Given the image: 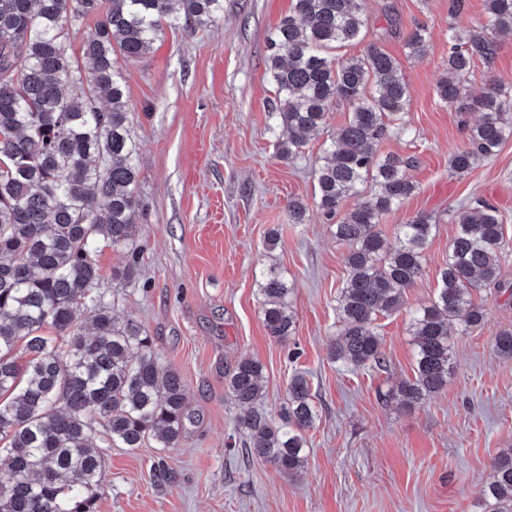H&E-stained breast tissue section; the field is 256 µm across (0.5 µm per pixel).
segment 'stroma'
<instances>
[{
	"instance_id": "35a3bbf8",
	"label": "stroma",
	"mask_w": 512,
	"mask_h": 512,
	"mask_svg": "<svg viewBox=\"0 0 512 512\" xmlns=\"http://www.w3.org/2000/svg\"><path fill=\"white\" fill-rule=\"evenodd\" d=\"M292 7L293 0H224L220 16L165 28L150 54L120 64L137 145L141 264L135 278L115 277L125 253L96 243L100 290L113 316L142 323L163 365L182 375L191 421L178 447L166 451L175 486L150 479L154 442L107 449L97 512H484L480 490L490 464L512 448V361L491 347L496 333L512 328V296L477 294L486 322L457 337L441 392L408 412L380 398L414 375L408 312L437 290L451 216L461 206L483 198L501 210L508 243L501 278L512 283V140L466 175L449 171L478 115L452 111L435 95L447 74L448 0L362 4L367 41L400 62L411 90L406 132L380 150L415 157L406 175L416 191L380 229L393 238L419 212L439 221L404 310L378 319L387 367L376 372L351 370L329 353L346 248L316 206L313 168L346 110L331 107L325 130L299 157L279 156L268 44ZM418 23L431 32L420 59L406 48ZM292 200L305 204L304 223H291ZM274 228L281 238L270 252L266 237ZM271 262L296 288L297 330L285 342L268 335L256 291L260 268ZM243 357L264 366L269 415L278 414L294 372L310 381L319 418L307 434L308 463L295 477L238 443L242 410L224 378Z\"/></svg>"
}]
</instances>
